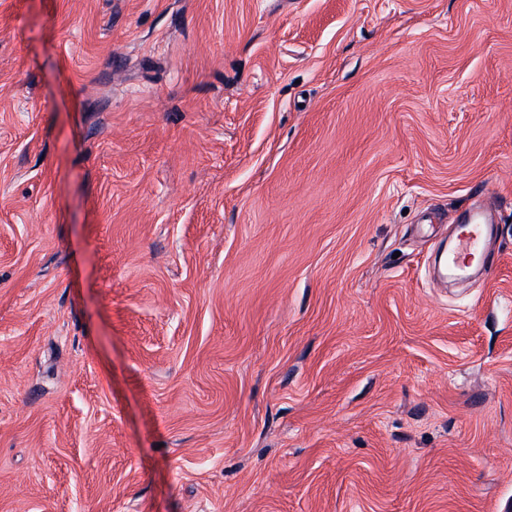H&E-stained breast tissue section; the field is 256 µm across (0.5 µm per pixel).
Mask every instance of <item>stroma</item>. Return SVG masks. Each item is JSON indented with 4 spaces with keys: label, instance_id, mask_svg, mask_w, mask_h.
<instances>
[{
    "label": "stroma",
    "instance_id": "stroma-1",
    "mask_svg": "<svg viewBox=\"0 0 512 512\" xmlns=\"http://www.w3.org/2000/svg\"><path fill=\"white\" fill-rule=\"evenodd\" d=\"M0 512H512V0H0ZM459 222L465 225V234L462 237H458L453 252L454 257L452 262L448 263L454 268L463 269V267L459 265L458 259L461 256H467L477 252L481 254V251L485 248L490 228L483 219L482 213L478 211L465 213Z\"/></svg>",
    "mask_w": 512,
    "mask_h": 512
}]
</instances>
